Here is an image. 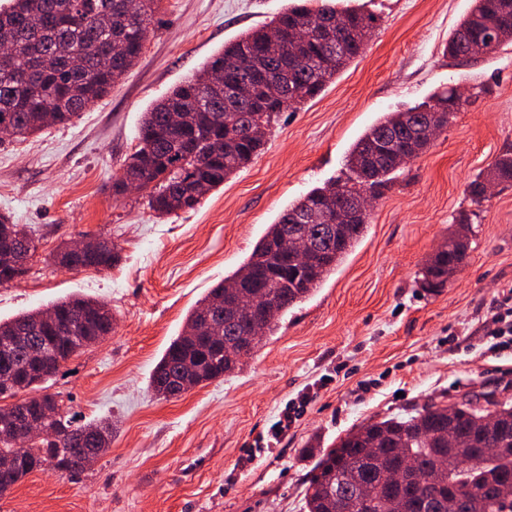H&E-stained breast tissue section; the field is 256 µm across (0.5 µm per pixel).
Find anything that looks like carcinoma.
<instances>
[{
    "mask_svg": "<svg viewBox=\"0 0 512 512\" xmlns=\"http://www.w3.org/2000/svg\"><path fill=\"white\" fill-rule=\"evenodd\" d=\"M7 0L0 4V47L15 57L0 61V133L24 138L44 126L68 124L112 89L140 58L149 28L163 0ZM317 3L311 7L310 3ZM377 18L360 7L340 10L336 0H301L262 27L242 35L206 61L145 113L138 148L112 183L117 194L131 184L148 192L161 215L190 211L201 202L197 186L213 190L247 165L265 139L246 134L249 126H271L277 115L318 96L363 49ZM512 43V0H475L445 46L444 55L478 60ZM465 102L452 87L433 93L422 105L380 117L352 145L346 172L311 189L288 205L268 226L250 256L189 313L182 333L157 363L150 385L164 400L229 375L243 359L230 361L247 335L249 305L272 302L275 315L264 320L272 334L278 316L304 302L343 263L363 237L370 209L365 195L379 196L401 168L398 156L415 158L429 149L434 127L442 132ZM177 112L182 122L173 124ZM512 184V150H506L470 184L472 202L486 198L491 185ZM468 217L461 214L445 243L425 262L420 286L428 293L447 287L468 262ZM292 237L308 240L306 258L290 255ZM32 256L34 240L11 217L0 214V239ZM76 260L99 269L119 261L118 244ZM60 318L75 323L89 341L112 334V311L104 302L74 297L52 305ZM223 332V350L209 348L210 329ZM4 350L0 370L16 383L0 380V398H14L41 419L46 435L28 446L24 459L0 472V496L31 473L47 467L60 475L81 472L78 459L88 448L106 452L114 427L101 443L86 434L91 423L62 412L55 396L39 401L20 395L39 374L46 344L57 355L53 373L75 354L76 345L42 320V310L0 322ZM305 492L307 512H331L333 503L349 512H512V404L480 408L469 400L454 406L431 403L416 416L370 422L340 438L314 466Z\"/></svg>",
    "mask_w": 512,
    "mask_h": 512,
    "instance_id": "cac0c4a2",
    "label": "carcinoma"
}]
</instances>
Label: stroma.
I'll return each mask as SVG.
<instances>
[{
  "label": "stroma",
  "mask_w": 512,
  "mask_h": 512,
  "mask_svg": "<svg viewBox=\"0 0 512 512\" xmlns=\"http://www.w3.org/2000/svg\"><path fill=\"white\" fill-rule=\"evenodd\" d=\"M378 26L316 98L279 114L261 153L195 210L157 215L112 182L144 112L224 44L289 0H164L137 64L73 123L0 140V213L33 233L27 276L0 286V319L68 297L107 302L111 336L47 383L64 411L112 420V444L80 476L36 471L0 512H305L316 452L362 424L416 415L430 400L512 402V351L485 336L512 289V186L482 204L469 185L512 149V44L476 61L444 56L474 0H357ZM454 86L467 99L447 131L405 165L371 209L344 265L235 373L161 400L150 374L208 288L232 274L288 204L340 176L380 116ZM469 258L447 288L419 272L461 211ZM81 234L118 242L120 260L78 273L52 254Z\"/></svg>",
  "instance_id": "obj_1"
}]
</instances>
